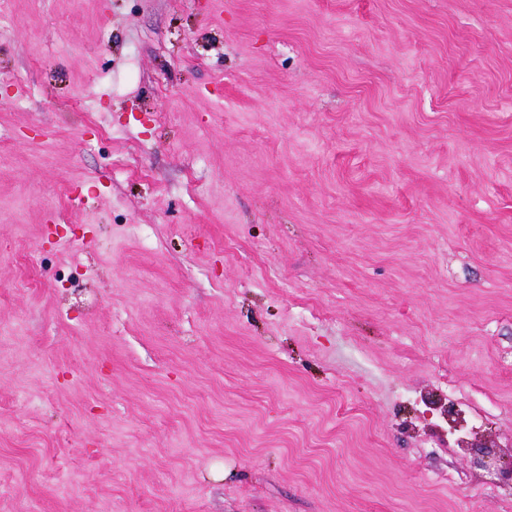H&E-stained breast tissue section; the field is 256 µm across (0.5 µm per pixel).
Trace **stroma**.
<instances>
[{
    "instance_id": "stroma-1",
    "label": "stroma",
    "mask_w": 512,
    "mask_h": 512,
    "mask_svg": "<svg viewBox=\"0 0 512 512\" xmlns=\"http://www.w3.org/2000/svg\"><path fill=\"white\" fill-rule=\"evenodd\" d=\"M0 328V512H512V0H12ZM476 466L490 475L502 476L510 474L512 476V456L505 459L494 450H486L475 462Z\"/></svg>"
}]
</instances>
